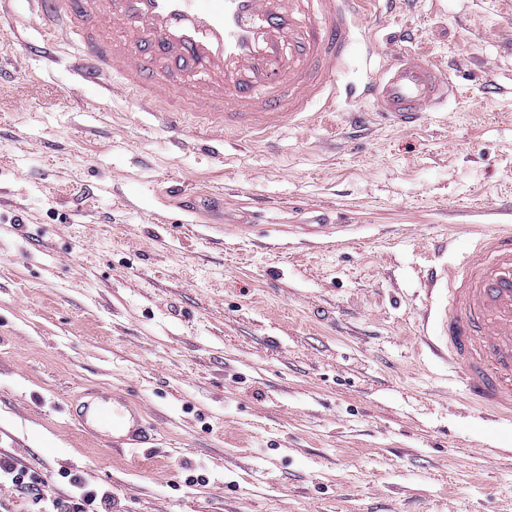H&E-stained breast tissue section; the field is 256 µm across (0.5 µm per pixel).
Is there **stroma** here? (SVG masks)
<instances>
[{
  "label": "stroma",
  "instance_id": "1",
  "mask_svg": "<svg viewBox=\"0 0 512 512\" xmlns=\"http://www.w3.org/2000/svg\"><path fill=\"white\" fill-rule=\"evenodd\" d=\"M43 46L13 0L0 455L112 512H512V417L459 396L428 283L512 229V0H373L352 95L257 139L169 130ZM410 50L457 90L403 129L355 88ZM88 389L135 403L152 448L86 439L68 402Z\"/></svg>",
  "mask_w": 512,
  "mask_h": 512
}]
</instances>
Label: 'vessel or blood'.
Returning a JSON list of instances; mask_svg holds the SVG:
<instances>
[{
    "label": "vessel or blood",
    "mask_w": 512,
    "mask_h": 512,
    "mask_svg": "<svg viewBox=\"0 0 512 512\" xmlns=\"http://www.w3.org/2000/svg\"><path fill=\"white\" fill-rule=\"evenodd\" d=\"M44 42L73 50L83 82L111 96H135L169 129L187 116L214 133L236 128L258 137L304 112L331 107L336 78L369 0H30ZM111 23L120 39H103ZM451 85L416 53L395 59L360 90L378 112L405 128L447 98ZM448 304L440 336L460 364L461 394L486 411L512 415V232L480 235L461 263L444 272ZM85 437L134 452L155 429L108 390L71 405Z\"/></svg>",
    "instance_id": "1"
}]
</instances>
